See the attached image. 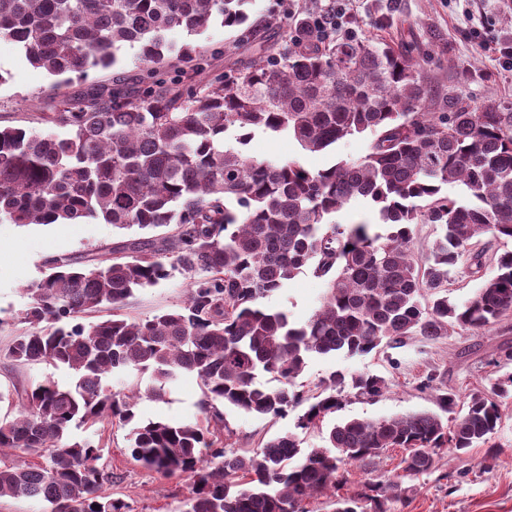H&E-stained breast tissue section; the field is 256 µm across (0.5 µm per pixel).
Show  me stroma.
Returning <instances> with one entry per match:
<instances>
[{"label": "stroma", "instance_id": "1", "mask_svg": "<svg viewBox=\"0 0 512 512\" xmlns=\"http://www.w3.org/2000/svg\"><path fill=\"white\" fill-rule=\"evenodd\" d=\"M328 3L329 0H252L250 22L256 37L273 42L284 32L295 31L307 15L324 12ZM385 16L393 22L390 36L408 30L417 36L435 87L456 86L463 95L480 103H512V68L500 65L484 48L488 42H512V0H349L342 27L374 37L379 35V22ZM239 36V30L224 27L216 20L201 34L191 37L177 30L168 38L179 46H202L207 73L221 74L241 70L250 60L248 54L235 47ZM116 56L118 62L112 68L92 70L84 79L72 78L57 95L49 90L53 76L29 65L15 43L0 38V126L19 127L44 136L53 128L41 116L59 111L61 95L80 96L93 84L138 86L143 74L138 47L123 45ZM368 143V137L354 136L339 143L335 153L301 155L288 137L258 132L247 150L272 161L296 157L306 168L317 170L329 166L337 157L359 160ZM141 235L138 228L118 229L100 219L26 226L0 222V252L11 255L10 260L0 261V345L22 330L19 316L29 302L23 288L43 276L46 259L64 255L82 260L107 253ZM472 247L485 250L482 277H488L495 271L497 256L512 251V240L497 241L481 235L473 239ZM482 277L471 276L465 266H458L448 282L450 300L462 302L472 297L480 288ZM325 288V278L308 268L266 297L264 303L286 310L293 322L301 323L318 309ZM185 294V280L177 275L136 291L122 312L130 318H148L178 308ZM507 348H512V313L480 335L458 330L435 341L416 336L404 346L385 347L362 357L312 359L298 378L306 397L318 395L320 379L334 371L378 375L386 378L390 386L373 400L347 397L321 426L302 432L304 445H322L324 428L350 419L434 409L435 391L439 388L462 400L474 393L489 392L496 378L512 373V361L501 357ZM429 378L434 381L430 389L424 386ZM45 379L66 386L72 383L73 375L62 367L39 364L17 368L0 359L1 387ZM202 400L200 379L187 374L168 385L164 400H141L136 408L137 418L142 422L192 421L201 415ZM304 411L300 405L284 417H256L227 407L223 410L221 437L227 448L257 449L269 439L294 431L296 420ZM501 412V425L492 438L498 448L495 457H488L482 447L460 457L441 451L431 471L414 478L411 491L394 503V512H512V397L502 401ZM126 435V429L117 427L104 434L106 446L101 462L112 470L113 497L126 503L127 512H180L191 494V480L184 476L166 478L131 461L126 454Z\"/></svg>", "mask_w": 512, "mask_h": 512}]
</instances>
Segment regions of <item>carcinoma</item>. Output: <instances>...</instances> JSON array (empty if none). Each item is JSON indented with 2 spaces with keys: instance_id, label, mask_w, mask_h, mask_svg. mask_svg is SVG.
I'll use <instances>...</instances> for the list:
<instances>
[{
  "instance_id": "obj_1",
  "label": "carcinoma",
  "mask_w": 512,
  "mask_h": 512,
  "mask_svg": "<svg viewBox=\"0 0 512 512\" xmlns=\"http://www.w3.org/2000/svg\"><path fill=\"white\" fill-rule=\"evenodd\" d=\"M250 3L0 0V38L17 43L29 64L85 78L114 65L121 44L138 43L150 79L133 95L93 86L44 115L62 135L0 127V220L171 228L114 247L110 262L53 256L25 289L26 328L0 358L62 366L74 381L0 389V403L17 408L0 419V455L45 458L1 464L0 498L43 503L50 512H126L105 491L112 472L99 464L101 441L71 437L74 427L117 425L130 427L133 461L194 479L182 512H307V501L341 484L344 466L371 467L385 449L405 448L398 479L372 480L363 493L336 500L335 512H391L406 492L403 479L429 471L439 451L466 454L497 432L511 373L463 403L438 390L436 412L335 424L318 448H302L295 433L253 451L224 448L220 407L287 415L304 400L297 378L312 357L353 358L457 329L482 334L512 311L511 251L474 296L448 299L459 264L472 274L485 265L484 251L471 248L475 237L512 239V108L473 104L451 86L434 94L409 36L389 43L348 32L325 40L310 18L291 46H261L242 72L217 75L203 90L182 69L163 78L173 54L193 74L203 70V52L175 48L168 32L198 35L215 18L239 27ZM257 131L285 133L310 153L351 136L371 140L359 161L338 158L313 172L295 158L251 156L245 146ZM450 185L459 193L449 194ZM359 200L390 232L331 221ZM417 224L435 232L422 255L412 249ZM307 267L328 280L305 323L262 304ZM176 272L187 286L181 308L140 320L120 313L137 289ZM102 308L112 316L85 321ZM131 369L148 381L112 390V377ZM182 373L200 378L205 418L137 421L138 401L162 398ZM261 374L280 386H262ZM320 387L322 397L295 428L318 426L350 395L378 398L389 383L332 372Z\"/></svg>"
}]
</instances>
